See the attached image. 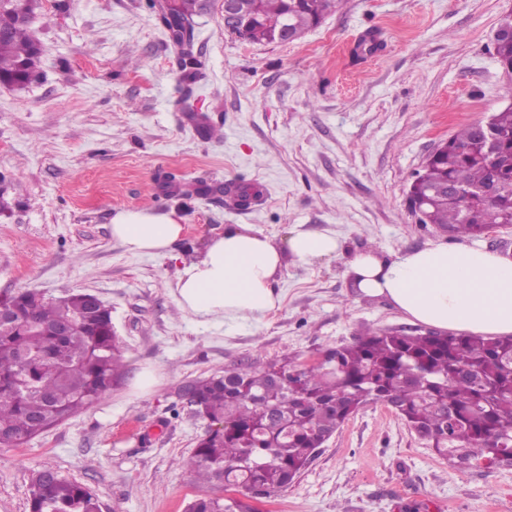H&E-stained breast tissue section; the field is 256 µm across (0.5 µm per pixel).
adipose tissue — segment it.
Listing matches in <instances>:
<instances>
[{
	"label": "adipose tissue",
	"instance_id": "adipose-tissue-1",
	"mask_svg": "<svg viewBox=\"0 0 512 512\" xmlns=\"http://www.w3.org/2000/svg\"><path fill=\"white\" fill-rule=\"evenodd\" d=\"M176 210L116 211L112 237L134 255L170 257L184 234ZM345 257L328 230H296L285 242L248 224H231L198 260L176 275L180 308L200 321L259 320L280 309L276 289L288 262ZM346 271L365 297L382 296L412 322L481 336L512 335V259L478 243L438 242L382 256L346 257Z\"/></svg>",
	"mask_w": 512,
	"mask_h": 512
}]
</instances>
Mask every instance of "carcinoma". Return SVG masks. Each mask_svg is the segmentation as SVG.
Listing matches in <instances>:
<instances>
[{
    "label": "carcinoma",
    "mask_w": 512,
    "mask_h": 512,
    "mask_svg": "<svg viewBox=\"0 0 512 512\" xmlns=\"http://www.w3.org/2000/svg\"><path fill=\"white\" fill-rule=\"evenodd\" d=\"M348 0H255L254 42H268L283 25L303 33ZM198 0L162 8L178 45L190 38ZM15 0H0V74L20 64L34 70L30 27ZM503 135L493 151L468 124L434 154L415 180L422 193L453 183L471 195L487 180V165L505 178L500 193L464 204L446 197L419 220L451 236L476 239L512 224V104L491 117ZM0 437L26 444L102 399L125 376L110 309L90 293L45 300L19 290L0 298ZM328 361L298 359L240 363L190 382L192 413L214 424L187 459L200 487L237 486L260 500L288 489L315 450L368 403L393 407L405 423L445 457L480 464L512 455V337L409 334L367 330L353 343L327 350ZM457 422L448 424V410ZM30 512H100L96 495L56 474L33 479ZM188 512H246L237 498L204 494Z\"/></svg>",
    "instance_id": "cac0c4a2"
}]
</instances>
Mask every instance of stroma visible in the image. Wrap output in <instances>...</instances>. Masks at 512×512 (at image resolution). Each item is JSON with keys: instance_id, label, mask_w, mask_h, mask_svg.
Here are the masks:
<instances>
[{"instance_id": "stroma-1", "label": "stroma", "mask_w": 512, "mask_h": 512, "mask_svg": "<svg viewBox=\"0 0 512 512\" xmlns=\"http://www.w3.org/2000/svg\"><path fill=\"white\" fill-rule=\"evenodd\" d=\"M512 0H348L288 43L224 30L220 0L194 18L197 72L180 67L148 0H39L35 79L0 87V296L96 295L112 309L126 374L100 402L20 447L0 446V512H29L35 471L90 488L101 512H185L181 465L208 422L179 397L234 365L305 358L365 329L428 333L361 296L344 258L289 264L281 308L258 322L199 324L173 294L180 263L225 225L276 240L330 229L348 254L447 241L407 202L417 173L462 126L512 103L489 48ZM379 50L354 55L366 35ZM257 198L228 207L225 188ZM176 208V259L112 237L121 209ZM159 379L146 394L144 368ZM512 512V466L439 456L396 411L369 404L259 512Z\"/></svg>"}]
</instances>
